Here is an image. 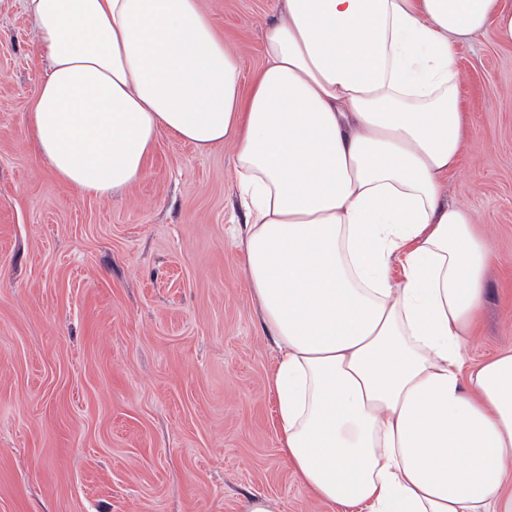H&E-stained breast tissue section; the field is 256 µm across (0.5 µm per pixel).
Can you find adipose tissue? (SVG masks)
Here are the masks:
<instances>
[{"label": "adipose tissue", "instance_id": "adipose-tissue-1", "mask_svg": "<svg viewBox=\"0 0 512 512\" xmlns=\"http://www.w3.org/2000/svg\"><path fill=\"white\" fill-rule=\"evenodd\" d=\"M50 171L127 188L161 131L231 144L234 243L278 348L279 442L349 512H512V353L469 365L493 254L445 202L467 122L453 46L506 0H279L250 89L199 0H24Z\"/></svg>", "mask_w": 512, "mask_h": 512}]
</instances>
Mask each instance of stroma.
Wrapping results in <instances>:
<instances>
[{"label":"stroma","mask_w":512,"mask_h":512,"mask_svg":"<svg viewBox=\"0 0 512 512\" xmlns=\"http://www.w3.org/2000/svg\"><path fill=\"white\" fill-rule=\"evenodd\" d=\"M202 5L252 80L276 0ZM455 59L469 135L443 196L496 256L480 363L512 351V46L489 31ZM45 66L22 0H0V512H332L277 438L231 147L163 131L137 184L75 191L28 123Z\"/></svg>","instance_id":"obj_1"}]
</instances>
